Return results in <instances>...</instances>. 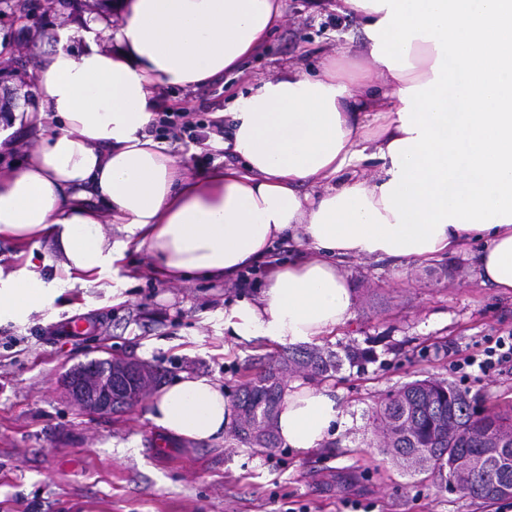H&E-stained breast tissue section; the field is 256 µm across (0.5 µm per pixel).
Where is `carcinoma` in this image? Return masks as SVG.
Instances as JSON below:
<instances>
[{"label": "carcinoma", "instance_id": "carcinoma-1", "mask_svg": "<svg viewBox=\"0 0 512 512\" xmlns=\"http://www.w3.org/2000/svg\"><path fill=\"white\" fill-rule=\"evenodd\" d=\"M369 351L347 347L344 354L318 346L283 351L275 364L254 373L244 368L235 393L239 424L235 436L260 448L278 444L277 414L286 376L330 380L343 362L357 367ZM474 400L454 383L415 380L388 394L374 412L380 447L394 461L425 472L439 488L463 497L495 502L512 497V444L498 447L500 434H512V417L495 409L477 414Z\"/></svg>", "mask_w": 512, "mask_h": 512}]
</instances>
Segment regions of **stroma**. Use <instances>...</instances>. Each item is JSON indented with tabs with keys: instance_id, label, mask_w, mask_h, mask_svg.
I'll use <instances>...</instances> for the list:
<instances>
[{
	"instance_id": "stroma-1",
	"label": "stroma",
	"mask_w": 512,
	"mask_h": 512,
	"mask_svg": "<svg viewBox=\"0 0 512 512\" xmlns=\"http://www.w3.org/2000/svg\"><path fill=\"white\" fill-rule=\"evenodd\" d=\"M29 2L27 24L0 15V55L22 62L13 89L34 81L30 45L73 21L70 8ZM331 2L284 0L279 28L240 72L194 89L164 88V111L194 113L204 125L220 111L229 128V105L255 84L290 68L312 75L332 61L351 66L362 23ZM342 271L355 312L320 344L337 352L370 346L375 356L328 381L345 420L321 447L302 452L252 447L230 430L210 444L177 440L147 419L144 402L89 418L60 385L72 367L119 355L160 367L165 383L189 371L233 395L242 366L262 371L277 353L263 339L239 342L224 332L225 308L255 296L264 269L231 283H163L142 252L119 273L0 317V512H495L384 455L373 412L388 393L425 378L455 382L482 406L512 412V373L456 369L489 337L512 331V294L481 285L468 254L424 264L358 258Z\"/></svg>"
}]
</instances>
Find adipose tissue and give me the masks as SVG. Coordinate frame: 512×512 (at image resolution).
Listing matches in <instances>:
<instances>
[{"instance_id":"obj_1","label":"adipose tissue","mask_w":512,"mask_h":512,"mask_svg":"<svg viewBox=\"0 0 512 512\" xmlns=\"http://www.w3.org/2000/svg\"><path fill=\"white\" fill-rule=\"evenodd\" d=\"M365 22L366 67L285 71L234 102L239 165L192 174L150 130L165 87L191 88L240 68L283 17L282 0H112L36 46L48 131L19 167L0 170V240L24 266L0 269V315L41 308L60 285L140 252L164 282L236 281L265 265L255 297L224 311L239 341H317L354 312L343 261H427L481 243V284L512 293V0H336ZM84 46L71 48L74 39ZM383 76L376 84L375 76ZM370 144L371 180L346 176ZM117 225L112 239L102 222ZM304 252L280 261L277 243ZM52 244L53 260L38 249ZM235 409L220 383L182 374L147 419L197 443L220 440ZM343 420L327 390L286 389L277 431L299 451Z\"/></svg>"}]
</instances>
